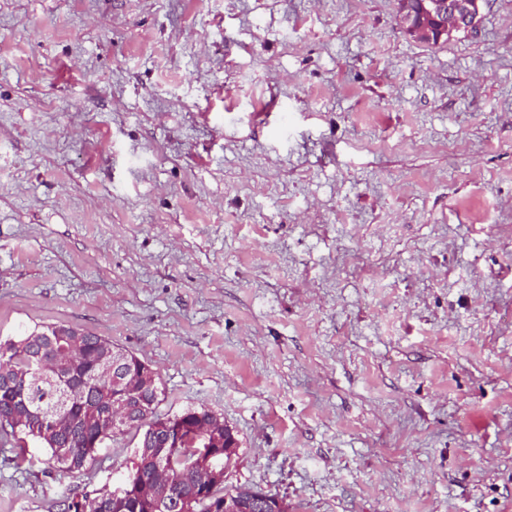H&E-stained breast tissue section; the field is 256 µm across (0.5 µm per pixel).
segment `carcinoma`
<instances>
[{
    "label": "carcinoma",
    "mask_w": 512,
    "mask_h": 512,
    "mask_svg": "<svg viewBox=\"0 0 512 512\" xmlns=\"http://www.w3.org/2000/svg\"><path fill=\"white\" fill-rule=\"evenodd\" d=\"M62 332L84 345L86 379L79 385H71L53 370L48 352L38 357L39 348L48 345L51 338ZM103 347L136 364L141 363L134 354L105 338L64 325L45 326L16 339L0 340V436L7 439L21 434L36 439L51 452L53 467L61 473L79 471L92 463L103 443L116 435L110 415L105 417L100 431L84 433L81 429V418L93 403L101 405L103 411L112 403V384L96 379L93 368L94 355ZM159 395V383L145 388L143 403L134 410L133 421L124 425V429L142 430L146 424L153 427L171 419L169 415L155 414ZM25 408L39 422L34 426L17 427L11 421L12 415ZM178 416L187 424L217 420L216 415L198 408H187ZM163 447V432L143 430L136 449L135 466L114 490L92 499L83 498L85 512H178L177 498L185 494L195 495V500L189 504L190 512H212V507L224 501L226 494L241 509L263 512L257 509L255 502L260 493L258 489L237 486L226 491L222 485L197 489L195 476L181 475L185 463L198 458L202 452L193 446L190 438L185 447L170 449L169 456L164 459L171 479H181L176 498L164 502L161 490L152 480L155 462L144 453L146 448Z\"/></svg>",
    "instance_id": "cac0c4a2"
}]
</instances>
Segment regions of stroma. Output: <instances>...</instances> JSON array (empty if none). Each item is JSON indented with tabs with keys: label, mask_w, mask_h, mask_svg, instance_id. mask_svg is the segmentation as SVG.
Returning <instances> with one entry per match:
<instances>
[{
	"label": "stroma",
	"mask_w": 512,
	"mask_h": 512,
	"mask_svg": "<svg viewBox=\"0 0 512 512\" xmlns=\"http://www.w3.org/2000/svg\"><path fill=\"white\" fill-rule=\"evenodd\" d=\"M223 418L288 512H512V0H0V338ZM0 446V512L115 488ZM481 2V0H456L450 5L447 0H434L433 3L441 12V26L435 33L413 30L414 35L423 42L439 43L453 32L471 30L476 26Z\"/></svg>",
	"instance_id": "stroma-1"
}]
</instances>
